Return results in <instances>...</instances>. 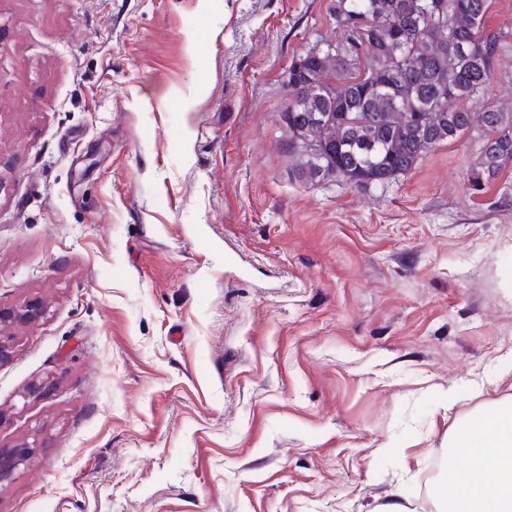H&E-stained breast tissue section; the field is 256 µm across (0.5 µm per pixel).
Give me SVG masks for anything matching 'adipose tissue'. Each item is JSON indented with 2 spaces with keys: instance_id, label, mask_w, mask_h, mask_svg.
<instances>
[{
  "instance_id": "obj_1",
  "label": "adipose tissue",
  "mask_w": 512,
  "mask_h": 512,
  "mask_svg": "<svg viewBox=\"0 0 512 512\" xmlns=\"http://www.w3.org/2000/svg\"><path fill=\"white\" fill-rule=\"evenodd\" d=\"M448 445L469 449V468L462 479L445 471L436 512H512V401L473 415L462 432L449 436Z\"/></svg>"
}]
</instances>
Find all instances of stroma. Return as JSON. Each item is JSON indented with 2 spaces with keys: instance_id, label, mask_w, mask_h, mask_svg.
<instances>
[{
  "instance_id": "obj_1",
  "label": "stroma",
  "mask_w": 512,
  "mask_h": 512,
  "mask_svg": "<svg viewBox=\"0 0 512 512\" xmlns=\"http://www.w3.org/2000/svg\"><path fill=\"white\" fill-rule=\"evenodd\" d=\"M333 0H0V512H433L512 396V164L365 190L280 113ZM477 105L512 113V43ZM34 447H19L10 450L0 448V484L9 480L15 470L29 459V449Z\"/></svg>"
}]
</instances>
